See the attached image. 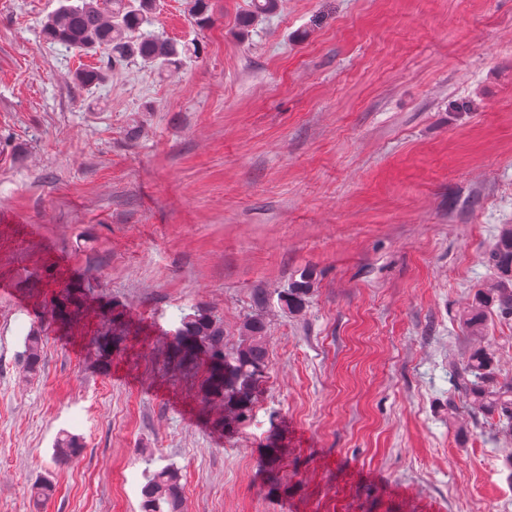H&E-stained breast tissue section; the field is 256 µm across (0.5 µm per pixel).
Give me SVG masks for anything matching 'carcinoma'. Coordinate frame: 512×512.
Listing matches in <instances>:
<instances>
[{
	"mask_svg": "<svg viewBox=\"0 0 512 512\" xmlns=\"http://www.w3.org/2000/svg\"><path fill=\"white\" fill-rule=\"evenodd\" d=\"M188 15L193 24L205 28L212 23L210 0H188ZM277 0H251V9L241 26L255 16L273 12ZM156 0H59L42 25L45 41L59 43L78 52L104 50L106 66L133 61L152 64L172 72L198 52L194 44L181 43L160 34H139L150 21ZM103 67L95 66L76 73L82 86L102 80ZM495 281L479 288L460 317L468 349L455 368V391L470 407L498 419L512 430V378L503 377L496 356L487 342L488 317L497 313L512 316V225H503L488 255ZM312 291L311 277L293 283L282 295L286 307L301 311ZM43 338L38 332L26 336L22 353L25 372L40 370ZM207 357L204 397L224 406L226 424H242L252 413L259 386L268 366L266 324L259 314L248 317L240 328L235 346L224 342V328L205 311L181 318L173 354L181 366L192 365L199 354ZM84 445L75 435H63L56 443L55 460L66 464L83 453ZM140 512H182V485L177 469L166 466L151 474L141 489Z\"/></svg>",
	"mask_w": 512,
	"mask_h": 512,
	"instance_id": "1",
	"label": "carcinoma"
}]
</instances>
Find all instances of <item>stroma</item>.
I'll return each mask as SVG.
<instances>
[{
  "instance_id": "1",
  "label": "stroma",
  "mask_w": 512,
  "mask_h": 512,
  "mask_svg": "<svg viewBox=\"0 0 512 512\" xmlns=\"http://www.w3.org/2000/svg\"><path fill=\"white\" fill-rule=\"evenodd\" d=\"M247 3L211 0L201 29L157 0L152 30L198 56L84 87L95 57L41 35L58 0H0V512H140L167 465L184 512H512V433L448 411L459 316L512 224V0H279L244 28ZM198 310L230 346L267 325L230 430L206 360L172 357ZM64 432L85 448L60 467ZM311 291V277L304 276L300 281L293 283L281 297L288 310L300 312L305 307ZM43 338L39 332H32L26 336L24 351L22 353L25 372L35 375L41 366Z\"/></svg>"
}]
</instances>
